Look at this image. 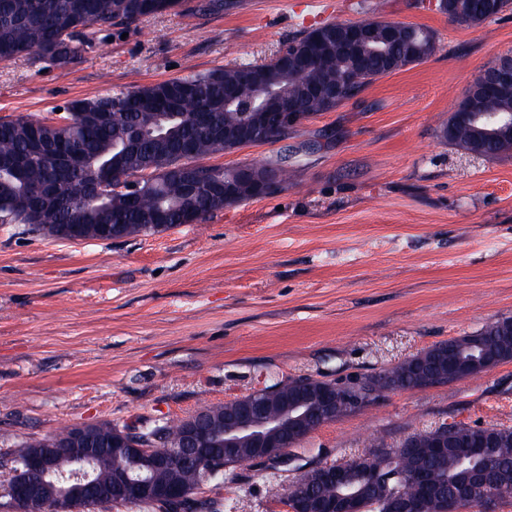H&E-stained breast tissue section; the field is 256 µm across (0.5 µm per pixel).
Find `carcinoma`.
Listing matches in <instances>:
<instances>
[{"instance_id":"1","label":"carcinoma","mask_w":512,"mask_h":512,"mask_svg":"<svg viewBox=\"0 0 512 512\" xmlns=\"http://www.w3.org/2000/svg\"><path fill=\"white\" fill-rule=\"evenodd\" d=\"M184 2L0 0V62L35 55L66 66L73 62L80 45L94 41L101 48L108 45L107 38H96L93 27L109 28L176 12ZM444 12L470 26L490 21L484 0H445ZM435 49L436 40L429 30L407 24L384 51L367 50L358 68L352 59L336 52L332 40L328 53L302 80L293 72L283 73L273 60L209 70L188 64L186 74L180 77L72 100L57 118L45 117L37 123L0 121V224H30L40 236L52 239L51 228L56 224H79L86 230L112 223L114 214L121 215L131 228V237L157 233L158 229L148 226V218L154 214L165 217L167 230L187 219H203L224 209V200L212 195L209 185L224 182L233 169L203 165L201 186L192 195L168 167L179 163L188 145L200 161L231 150L226 140L235 137L248 119L244 104L251 100L250 90L238 85L244 70L278 92L266 101L270 110L291 100L307 119L317 113L309 98L311 87L338 84L345 101L376 79L428 59ZM469 107L474 112L512 114V97L477 93ZM442 134L466 153L480 157L512 151V135L482 120L463 122L454 114ZM146 170L145 193L138 201H129L121 179ZM422 357L432 359L442 372L453 367L468 375L476 372L475 358L511 360L512 331L490 322L474 335L435 344L404 360V365L412 366ZM376 377L382 395L390 390L388 381L392 379L403 387L423 389L428 385L423 377L412 370L403 371L399 364ZM181 428L180 420H159L140 428L133 437L149 438L161 432L173 441ZM431 435L429 431L415 436L420 447L409 457L376 449L370 452L373 457L385 458V464L373 478L376 488L363 500V512H389V501L395 496L407 501L419 497L416 486L403 479L406 471H424L436 489L435 495L425 499L424 512H442L444 502L455 498L460 477L467 470L487 471L496 480L512 482L511 427L469 426L465 437L441 456L431 451ZM41 443V439L30 438L6 454L22 461ZM101 453L97 480L102 487L93 500L79 505L78 512H96L117 498L109 483L111 449L103 448Z\"/></svg>"}]
</instances>
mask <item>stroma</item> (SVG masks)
Listing matches in <instances>:
<instances>
[{
	"mask_svg": "<svg viewBox=\"0 0 512 512\" xmlns=\"http://www.w3.org/2000/svg\"><path fill=\"white\" fill-rule=\"evenodd\" d=\"M416 24L435 53L288 139L211 157L289 154L274 194L201 223L73 244L0 224V448L64 426L182 419L282 380L347 382L512 318V152L467 163L441 136L482 71L512 54V10L473 27L433 0H233L112 28L65 68L0 63V119L47 117L133 83L261 63L327 22ZM512 428V360L394 390L309 434L278 471L238 469L221 512H286L305 470L399 448L443 423Z\"/></svg>",
	"mask_w": 512,
	"mask_h": 512,
	"instance_id": "35a3bbf8",
	"label": "stroma"
}]
</instances>
